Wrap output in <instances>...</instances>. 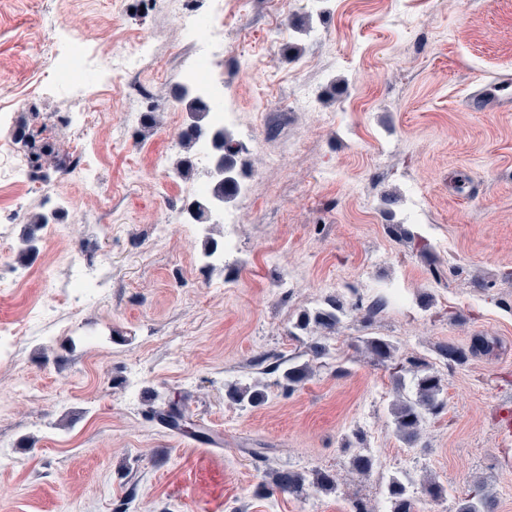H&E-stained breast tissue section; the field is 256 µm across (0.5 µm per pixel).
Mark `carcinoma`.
<instances>
[{
  "mask_svg": "<svg viewBox=\"0 0 512 512\" xmlns=\"http://www.w3.org/2000/svg\"><path fill=\"white\" fill-rule=\"evenodd\" d=\"M179 99L185 102L186 110L192 114L191 123L179 134L182 147L188 150L205 134L215 132L217 138L212 141V144L224 159L226 177L210 176L208 194L187 203L182 210L183 217L190 218L191 222L208 224L211 221L214 206L224 202L229 196L228 188L236 181V178H229L227 174L236 171L237 149L226 131L217 129L210 124L208 120L210 107L207 101L198 96H190L186 90L180 93ZM17 139L23 141L29 149L30 162L34 169H42L43 157L55 153L53 145L38 139V133L25 123L19 127ZM346 313L347 309L342 300L329 299L322 307L299 313L293 327L301 333H333L341 324ZM365 346L374 359L382 365L392 361L396 351L395 345L383 337H370L365 341ZM493 348L494 342L481 336L476 338L467 350L453 342H448L439 345V353L450 362L463 364L467 361L468 355L488 353ZM311 374L312 369L309 363L294 364L282 372V380L287 388L293 389L308 380ZM412 375L414 380L412 395L399 397L391 407L395 429L399 436L409 444H413L419 439L426 419L441 413L445 408L441 376L426 369L414 370ZM227 396L237 405L246 408L248 406L255 407L263 402L265 392L263 386L258 383L248 386L235 384L230 386ZM335 486L336 477L328 472L282 469L269 473L267 479L258 486L257 492L263 495L276 491L301 495L309 487L332 491ZM410 486L411 480L406 477L393 475L389 478L386 495L390 502V512H415V502L410 495ZM458 512H490L483 486L478 485L469 491Z\"/></svg>",
  "mask_w": 512,
  "mask_h": 512,
  "instance_id": "cac0c4a2",
  "label": "carcinoma"
}]
</instances>
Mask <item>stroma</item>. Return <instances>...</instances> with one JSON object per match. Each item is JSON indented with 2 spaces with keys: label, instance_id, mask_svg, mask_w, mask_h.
<instances>
[{
  "label": "stroma",
  "instance_id": "1",
  "mask_svg": "<svg viewBox=\"0 0 512 512\" xmlns=\"http://www.w3.org/2000/svg\"><path fill=\"white\" fill-rule=\"evenodd\" d=\"M225 2L224 92L248 115L229 132L249 133L237 167L256 176L249 198L226 202L245 218L212 266L203 242L223 241V225L154 235L207 176L198 164L177 173V94L196 58L172 8L0 0V140L21 119L45 127L56 154L43 175L65 195L57 220L35 226L42 203L0 185V263L25 274L0 288V325L48 311L41 335L0 362V512H348L356 499L388 512L385 484L405 471L417 512H456L481 483L492 512H512V434L500 425L512 411V112L463 107L476 85L512 77V0ZM148 35L146 70L86 92L104 115L86 193L66 181L67 99L46 88L47 61L65 39L131 52ZM304 87L315 111L289 107ZM150 109L154 131L137 121L116 135L125 113ZM281 151L287 168L265 165ZM30 236L36 250L18 263ZM77 260L107 266L109 286L71 305ZM332 296L348 312L325 337L331 356L286 390L282 368L307 362L312 342L293 323ZM63 321L78 334L59 335ZM371 336L443 380L446 406L416 446L395 430L396 383L367 352ZM476 336L495 350L462 364L436 352ZM257 380L263 404L229 400V384ZM174 396L209 440L160 424L159 400ZM358 447L369 475L350 469ZM288 468L328 471L338 487L258 494L266 473ZM430 479L441 500L425 495Z\"/></svg>",
  "mask_w": 512,
  "mask_h": 512
}]
</instances>
